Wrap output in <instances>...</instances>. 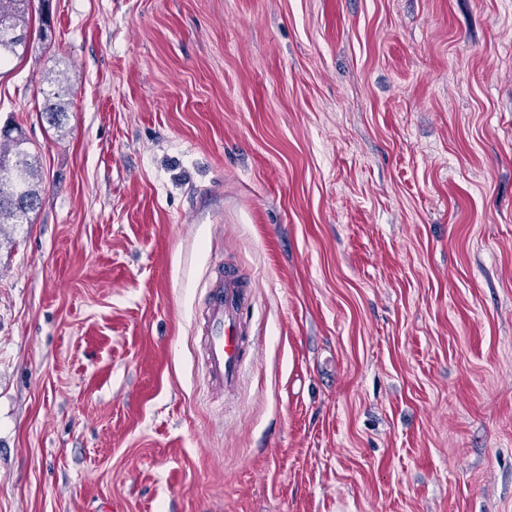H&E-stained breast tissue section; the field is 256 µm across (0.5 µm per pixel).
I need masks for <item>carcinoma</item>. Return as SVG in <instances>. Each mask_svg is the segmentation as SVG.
<instances>
[{
    "label": "carcinoma",
    "instance_id": "1",
    "mask_svg": "<svg viewBox=\"0 0 512 512\" xmlns=\"http://www.w3.org/2000/svg\"><path fill=\"white\" fill-rule=\"evenodd\" d=\"M30 0H0V64L19 56L27 44ZM65 88L57 83L44 92L41 114L53 126H62L66 116ZM22 133L0 138V224H25L40 201L37 161L26 148Z\"/></svg>",
    "mask_w": 512,
    "mask_h": 512
}]
</instances>
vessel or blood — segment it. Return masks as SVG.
Listing matches in <instances>:
<instances>
[{
	"label": "vessel or blood",
	"instance_id": "vessel-or-blood-1",
	"mask_svg": "<svg viewBox=\"0 0 512 512\" xmlns=\"http://www.w3.org/2000/svg\"><path fill=\"white\" fill-rule=\"evenodd\" d=\"M245 300L246 286L238 272L229 267L220 271L199 323L208 379L219 393L236 388L240 382L245 336L240 312Z\"/></svg>",
	"mask_w": 512,
	"mask_h": 512
}]
</instances>
